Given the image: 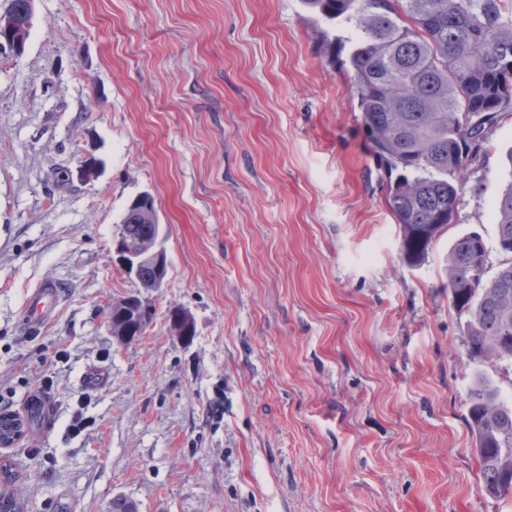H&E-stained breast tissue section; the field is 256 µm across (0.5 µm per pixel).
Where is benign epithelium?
Segmentation results:
<instances>
[{"mask_svg":"<svg viewBox=\"0 0 512 512\" xmlns=\"http://www.w3.org/2000/svg\"><path fill=\"white\" fill-rule=\"evenodd\" d=\"M34 0H28L27 19L23 28L19 29L14 24L8 23L0 30V50L18 55L25 51L27 45V31L31 28ZM101 161L93 156L88 157L76 170V177L82 182L90 183L96 180L101 172ZM130 204H142L147 211L153 227V236L138 251H131L114 240V254L117 256L125 273L139 287L148 293H154L163 288L168 275L169 261L165 249L162 246L163 225L160 224L158 211L154 197L148 192H140L135 195ZM152 266L153 277L144 282L140 277L141 267ZM152 316V308L149 302L139 295H128L112 303V317L109 322L112 336L119 342L127 343L141 335ZM194 325L192 316L184 310H176L171 314L170 326L177 338L183 342L191 339V328Z\"/></svg>","mask_w":512,"mask_h":512,"instance_id":"7a95c632","label":"benign epithelium"}]
</instances>
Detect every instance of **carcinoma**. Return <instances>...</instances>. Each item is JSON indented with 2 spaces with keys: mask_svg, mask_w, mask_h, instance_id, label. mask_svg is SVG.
I'll list each match as a JSON object with an SVG mask.
<instances>
[{
  "mask_svg": "<svg viewBox=\"0 0 512 512\" xmlns=\"http://www.w3.org/2000/svg\"><path fill=\"white\" fill-rule=\"evenodd\" d=\"M355 34L348 66L370 152L388 175L386 204L402 231L404 260L419 265L454 220L481 169L493 128L512 116V0H302ZM497 245L512 256V184L495 203ZM139 208L119 221L123 242L149 233ZM460 236L445 272L453 307L469 316V352L512 360V259L472 275L479 251ZM467 427L479 448L480 489L501 496L512 472V405L484 379L468 393Z\"/></svg>",
  "mask_w": 512,
  "mask_h": 512,
  "instance_id": "obj_1",
  "label": "carcinoma"
}]
</instances>
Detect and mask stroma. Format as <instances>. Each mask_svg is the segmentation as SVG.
Segmentation results:
<instances>
[{
	"instance_id": "35a3bbf8",
	"label": "stroma",
	"mask_w": 512,
	"mask_h": 512,
	"mask_svg": "<svg viewBox=\"0 0 512 512\" xmlns=\"http://www.w3.org/2000/svg\"><path fill=\"white\" fill-rule=\"evenodd\" d=\"M328 29L301 0H35L0 58V409L52 417L0 448L25 512H512L464 420L477 378L512 404V362L470 356L445 273L470 232L504 260L512 119L409 265ZM89 156L97 180L58 182ZM143 191L169 270L121 345L109 313L137 285L113 239ZM45 281L62 301L34 332ZM27 3V19L23 28L19 29L14 24L7 23L4 29L0 30V50L8 51L13 55H18L25 51L28 40L27 31L31 28L33 17L34 0H29ZM1 32L4 34L1 35ZM61 287L51 281L35 288L27 299L26 323L29 329L37 331L55 312L61 301Z\"/></svg>"
}]
</instances>
